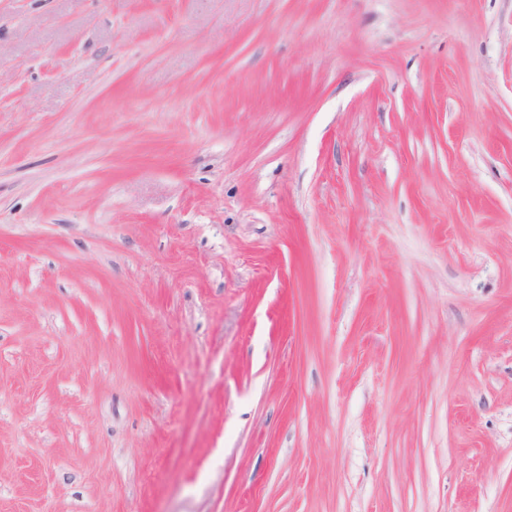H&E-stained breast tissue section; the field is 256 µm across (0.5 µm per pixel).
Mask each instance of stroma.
Masks as SVG:
<instances>
[{
  "mask_svg": "<svg viewBox=\"0 0 512 512\" xmlns=\"http://www.w3.org/2000/svg\"><path fill=\"white\" fill-rule=\"evenodd\" d=\"M0 512H512V0H0Z\"/></svg>",
  "mask_w": 512,
  "mask_h": 512,
  "instance_id": "1",
  "label": "stroma"
}]
</instances>
